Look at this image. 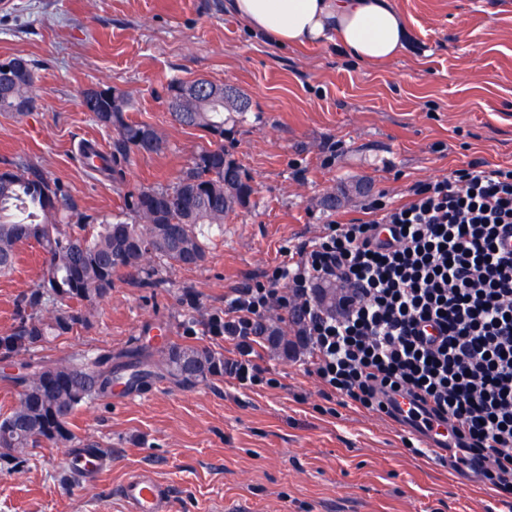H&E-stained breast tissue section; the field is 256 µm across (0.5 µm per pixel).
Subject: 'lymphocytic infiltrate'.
<instances>
[{"mask_svg":"<svg viewBox=\"0 0 512 512\" xmlns=\"http://www.w3.org/2000/svg\"><path fill=\"white\" fill-rule=\"evenodd\" d=\"M366 210L225 294L207 319L238 351L225 375L262 384L254 346L267 314L290 309L327 398L382 413L390 396L416 397L450 423L456 463L512 495V169L472 162L414 185L406 203ZM336 282L347 298L324 310L314 293Z\"/></svg>","mask_w":512,"mask_h":512,"instance_id":"lymphocytic-infiltrate-1","label":"lymphocytic infiltrate"}]
</instances>
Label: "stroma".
Instances as JSON below:
<instances>
[{
    "instance_id": "35a3bbf8",
    "label": "stroma",
    "mask_w": 512,
    "mask_h": 512,
    "mask_svg": "<svg viewBox=\"0 0 512 512\" xmlns=\"http://www.w3.org/2000/svg\"><path fill=\"white\" fill-rule=\"evenodd\" d=\"M408 28L406 51L356 66L335 43L283 47L250 32L226 0H0V61L36 66L33 112H0V163L24 160L70 189L89 223L129 221L125 194L166 186L212 135L176 123L171 81L205 79L250 102L224 122L223 145L253 193L191 268L158 266L154 285L117 270L87 327L37 348L62 362L143 345L191 343L224 359L223 338L185 337L186 318L223 310L224 295L260 280L283 247L325 224L365 216L375 198L407 201L416 183L452 177L474 160L512 167V0H394ZM130 94L129 119L154 127L163 152L140 153L113 180L89 170L82 142L108 147L113 128L81 103L91 87ZM357 182L369 190L336 209L326 195ZM35 243L21 245L0 275V333L40 281ZM261 345L256 363L272 385L244 388L221 376L181 383L162 375L142 392L80 407L72 444H42L0 472V512H124L121 487L149 471L170 491V512H512V503L469 469L415 453L382 414L333 406L304 362ZM98 443L108 465L72 477L74 445Z\"/></svg>"
}]
</instances>
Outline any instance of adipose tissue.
<instances>
[{"mask_svg":"<svg viewBox=\"0 0 512 512\" xmlns=\"http://www.w3.org/2000/svg\"><path fill=\"white\" fill-rule=\"evenodd\" d=\"M249 30L281 46L333 42L360 65L406 50L408 31L392 0H230Z\"/></svg>","mask_w":512,"mask_h":512,"instance_id":"obj_1","label":"adipose tissue"}]
</instances>
